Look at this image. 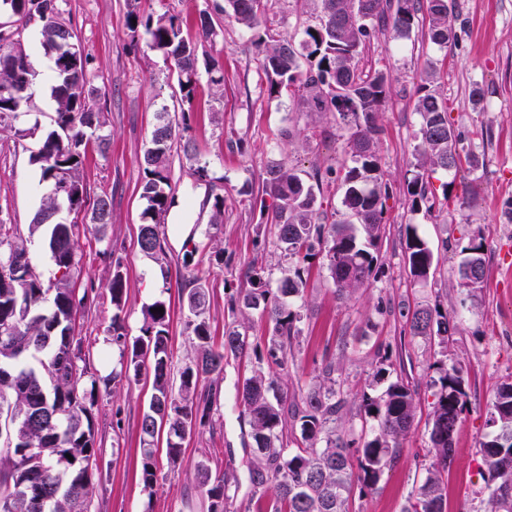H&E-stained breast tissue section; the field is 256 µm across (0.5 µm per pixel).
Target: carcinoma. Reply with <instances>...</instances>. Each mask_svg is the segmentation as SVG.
<instances>
[{"instance_id":"1","label":"carcinoma","mask_w":512,"mask_h":512,"mask_svg":"<svg viewBox=\"0 0 512 512\" xmlns=\"http://www.w3.org/2000/svg\"><path fill=\"white\" fill-rule=\"evenodd\" d=\"M49 0H10L9 13L16 27L38 17L41 45L54 58L57 129L44 138L34 162L42 179L62 194L48 197L36 212L30 235L51 227L48 248L60 275L49 284L25 264L14 263L26 256L12 244L20 236L16 224H0V330L11 334L0 339V418L10 421L11 453L0 456V512H88L93 489L94 465L98 456L93 429L92 407L95 389L81 383L87 373L82 339L74 336L72 314L95 301L85 290L72 286L75 265L74 225L57 220L56 207L80 210L86 205V190L79 175L86 146L91 137L106 146V138L96 135L104 124L103 113L93 104L87 77V57L74 43L72 29L57 7L46 9ZM261 0H224V15L238 24L258 30ZM320 8L319 25L305 29L299 44L267 31L257 34L260 68L267 79V95L277 97L282 90L300 92L299 102L308 112H337L352 118L354 166L345 170L346 186L341 201L342 218L326 226L314 221V184L323 173L316 169L303 178L281 161L267 166L263 180L265 193L276 200L268 216L274 225L276 245L284 256L300 261L293 273L278 281L276 289L261 277L254 288L231 298V306L263 308L270 324L265 346L267 363L288 371V348L300 336V312L293 300L303 297L310 267L305 262L323 254L327 269L339 293L359 288L369 280L377 262L372 249L381 237L384 198L388 193L378 154V114L385 103L388 82L385 75L364 76L359 59L371 35L388 27L398 37L412 31L421 11V0H315ZM429 40L448 47V0H426ZM136 20L132 29L143 28L151 47L169 58L177 70L184 99L191 100L202 42L215 34L213 24L199 27V40L189 41L180 25L165 14L146 16L130 12ZM308 60L302 66L301 59ZM34 71L26 48L12 31H0V120L17 115L28 99L13 89L33 85ZM436 80L434 71L423 77L426 86L416 103L419 128L416 171L408 181L410 209L418 211L427 203V168L458 169L457 139L448 125V102L427 85ZM173 123L161 113L151 147L143 155L142 198L146 200L140 233V251L160 259L165 254L159 233L162 217L170 202L168 153L173 142ZM92 222L109 224L111 202L101 196L92 203ZM458 275L464 287L476 291L485 276L484 243L473 239L462 249ZM405 265L410 278L423 283L434 276L437 262L428 242L411 230L407 233ZM182 292L193 319L187 328L197 339L196 356L182 367L179 385L171 378L169 313L144 311L142 335L133 339L124 333L122 313L126 304L125 281L120 262L109 283L114 313L112 344L126 362V369L139 375L145 369L152 378V397L143 413L140 431L143 441L141 479L152 489L167 479L155 460V441L161 423H166L168 471L181 461L182 442L192 429L209 420L211 399L200 401L197 387L201 379L224 371V360L246 350L241 332L224 330L220 347L211 342L206 319L208 293L199 279L189 280ZM410 331L416 336H442L448 332V315L439 307H423L412 314ZM47 353V361L36 369L29 358ZM440 388L433 407L431 461L424 480L411 492L403 512H444L442 472L451 463L454 436L465 404L460 372L452 367L442 371ZM275 380L259 369L247 378L239 392L240 405L250 420L258 463L250 472L251 497L271 496V512H349L348 496L353 484L360 492H372L384 471L399 456L401 441L414 417L416 391L403 379L389 383L379 395H363L365 416L377 422L364 435L357 467H352L348 443L336 434V415L342 400L336 399L335 384L309 391L300 400L271 394ZM491 422L496 431L481 444L479 453L488 468V505L491 512H512V382L497 388L491 403ZM300 428L304 446L288 447L285 426ZM198 484L209 502L208 512H242L233 507L228 494V477L212 476L209 469H197Z\"/></svg>"}]
</instances>
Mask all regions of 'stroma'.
I'll return each mask as SVG.
<instances>
[{
	"instance_id": "obj_1",
	"label": "stroma",
	"mask_w": 512,
	"mask_h": 512,
	"mask_svg": "<svg viewBox=\"0 0 512 512\" xmlns=\"http://www.w3.org/2000/svg\"><path fill=\"white\" fill-rule=\"evenodd\" d=\"M60 17L89 59L95 103L103 112L107 150L89 142L81 177L89 198L107 196L111 220L104 229L91 222L90 209L65 214L75 227L73 283L88 288L96 302L79 309L75 335L86 339V380L98 388L92 409L99 448L91 512H208L196 479L199 464L212 475L233 477L230 492L250 512H269L268 501H253L249 471L256 461L247 416L237 400L246 378L259 367L254 346L265 345L267 317L259 310L230 305L232 294L248 289L251 267L277 284L295 262L276 246L266 222L274 200L262 181L271 161L284 160L299 173L352 166L350 126L334 112L301 111L293 93L269 98L254 36L225 17L224 0H57ZM314 0H263L267 28L302 41L315 24ZM169 14L186 39H196L197 20L207 13L215 35L203 50L220 62L224 79L213 83L199 65L191 99H183L169 60L151 48L143 30H132L131 10ZM453 35L447 48L427 36L428 15L419 12L409 36L382 29L359 61L366 74L389 79L379 114V155L389 191L384 200V231L374 250L378 262L370 280L353 293L338 295L323 257L311 261L308 286L300 302L302 333L288 352V375H277L278 393L301 396L319 385L335 384L344 403L336 431L351 448L361 445L362 397L404 379L416 390L411 429L396 462L385 469L375 491L351 494V512H402L426 475V450L438 387L436 361L456 367L466 406L455 435V454L443 475L446 512H486L488 471L479 448L493 432L487 423L496 388L512 382V0H448ZM36 72L32 97L17 117L0 121V224H15L33 270L52 280L55 266L43 236L27 227L46 201L51 186L33 161L44 133L54 129L51 95L54 62L40 44V22L20 31ZM436 70L437 92L448 99V124L457 136L460 157L477 156L476 171L440 168L426 174L431 208L411 211L406 186L416 164L418 88L425 70ZM482 87V101L471 92ZM185 119L169 152L172 204L160 225L165 258L155 261L139 249L146 202L141 196V160L151 144L160 113ZM209 169L198 181L197 164ZM224 198L220 224H212L215 196ZM432 248L437 270L428 283L413 282L404 264L408 229ZM475 237L485 246V277L476 293L461 287V249ZM127 285L126 329L141 333L146 307L165 302L170 313L172 369L195 355L186 328L189 312L180 290L187 273L201 277L208 290L206 317L214 343L224 330L245 326L250 351L228 358L224 372L202 379L199 393L216 391L210 423L183 442L182 462L163 485L146 489L141 480L140 420L147 410L148 376L113 377L118 350L109 330L112 303L108 285L114 267ZM441 306L449 320L447 344L411 335L406 314L416 306ZM384 379H375L377 369Z\"/></svg>"
}]
</instances>
